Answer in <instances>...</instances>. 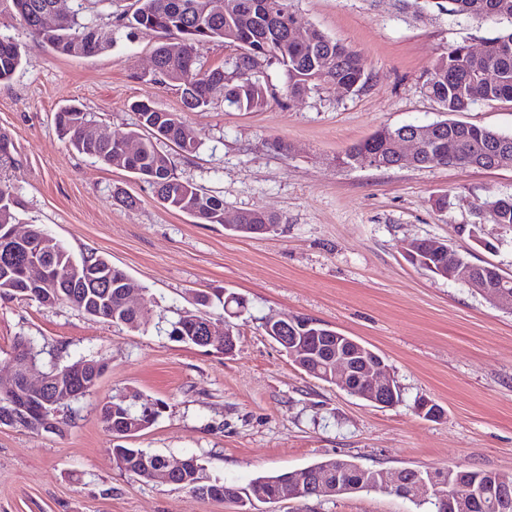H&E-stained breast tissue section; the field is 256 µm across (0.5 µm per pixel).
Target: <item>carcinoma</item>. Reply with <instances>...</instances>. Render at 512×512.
<instances>
[{
    "label": "carcinoma",
    "instance_id": "cac0c4a2",
    "mask_svg": "<svg viewBox=\"0 0 512 512\" xmlns=\"http://www.w3.org/2000/svg\"><path fill=\"white\" fill-rule=\"evenodd\" d=\"M106 0H80L78 9L56 16L46 25L42 18L53 10L55 0H0L23 21L26 30L61 55L88 56L102 50L96 38L93 6ZM402 9L423 13L435 9L442 15L475 19L489 27L484 38L485 51L474 56L464 43L454 44L440 54L426 73L424 88L443 112L453 115L468 111L478 101H512V0H398ZM224 12L206 10V0H134L129 14L115 17V28L130 33L152 32L161 41L153 51L156 62L154 80L171 83L182 90L186 109L206 107L217 96L229 105L249 112L262 110L274 98V89L265 81V66L277 63L288 76L285 93L290 98L304 97L327 85L336 86L343 96L353 95L370 80L362 57L344 43L333 40L312 27L308 37L295 41L288 36L287 23L294 13L290 0H224ZM181 50H170L173 43ZM212 42L229 43L238 54L222 69L203 72L198 68L199 50ZM20 45L11 37H0V82L11 80L21 67ZM485 71L497 74L490 84L479 83ZM138 115L135 131L128 135L138 140V152H123L124 140L110 136L92 137L89 113L78 105H68L55 114L59 133L68 138L74 150L108 166L122 167L146 182L157 201L168 209L184 213L197 224L224 223V200L203 188L180 179L168 155L157 143L170 142L181 152L191 155L197 149L194 137L186 134L181 117L156 109L148 101L133 104ZM433 136L425 144L419 167L460 165L481 169L512 167V135L452 120L433 122ZM414 124L383 126L345 153L343 163L352 166L368 153L376 158L377 167L392 168L394 155L390 145L394 138L408 134ZM21 202L9 182L0 178V225L19 223ZM481 216L493 224H512V196L488 195L477 200ZM281 223L278 215L252 210L239 214V226L233 232L252 235L253 225ZM9 249L14 260L0 259V294L36 300L43 305L65 302L84 314L113 324L137 329L141 325L136 307L126 300L123 281L126 273L94 251L73 255L60 241L38 225L23 242H0V251ZM38 261L47 270L43 285L31 288L23 275L25 263ZM205 318L197 310L185 311L168 324L166 334L180 332L185 343L194 344L199 329L193 318ZM13 353L24 359L40 356L42 350L33 341L20 337ZM116 459L125 463V473L140 478L145 465H166L176 456L150 454L140 448L116 444ZM376 473L352 461L343 463L340 489L345 494L363 491L368 476ZM398 478L408 484L426 476L443 485L458 484L457 492L469 493L491 483L495 489L512 495V474L487 469L462 468L454 473L440 469H401ZM291 473L263 475L247 485L224 483L236 493L233 502L251 506L264 497L275 495ZM170 483L206 497L204 488L214 480L187 467H173Z\"/></svg>",
    "mask_w": 512,
    "mask_h": 512
}]
</instances>
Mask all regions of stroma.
<instances>
[{"instance_id": "stroma-1", "label": "stroma", "mask_w": 512, "mask_h": 512, "mask_svg": "<svg viewBox=\"0 0 512 512\" xmlns=\"http://www.w3.org/2000/svg\"><path fill=\"white\" fill-rule=\"evenodd\" d=\"M130 3L112 0L102 9L103 49L79 57L54 52L18 16L0 13V34L23 46L20 70L0 84V134L14 145L0 175L22 200L25 225L123 269L144 296L145 318L134 330L66 303L0 295V378L10 375L21 336L42 349L43 367L83 356L106 365L60 430L0 425V512H241L116 468L99 408L130 391L166 404L130 447L197 456L210 478L240 486L332 459L385 470L512 474V311L413 266L404 254L409 241L433 239L512 273L511 233L485 223L494 244L488 250L459 231L477 222V198L512 195V168L340 163L379 127L443 120L424 90L426 73L450 45L480 47L485 25L434 12L416 19L370 0H291L300 28L316 27L363 57L367 87L346 97L332 85L302 99L281 95L258 112L220 97L188 111L177 87L149 75L157 37L113 26V15ZM139 100L180 114L196 138L198 150L188 157L171 143L158 145L181 179L223 197L228 210L277 214V230L250 237L193 223L163 207L135 174L78 154L55 128V113L79 104L103 134L121 137L136 127L131 105ZM459 119L512 134V102L480 101ZM276 140L283 149H273ZM118 188L138 205H116ZM441 195L448 205L440 211L434 201ZM201 292L246 300L233 354L167 336L168 321L195 309ZM271 313L327 323L378 352L401 402L381 407L309 376L264 333L260 319ZM420 397L441 406L443 416L420 417ZM254 512L418 509L371 491L259 503Z\"/></svg>"}]
</instances>
